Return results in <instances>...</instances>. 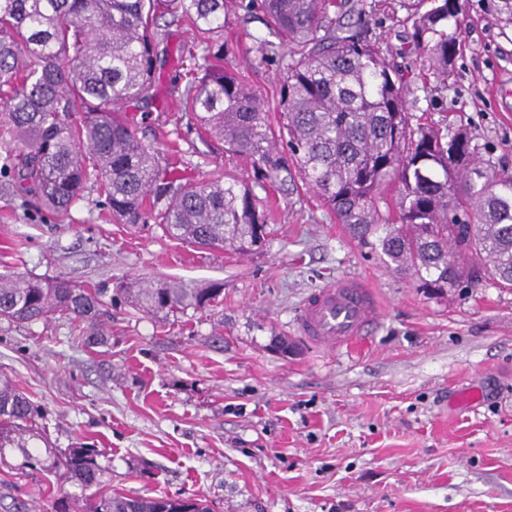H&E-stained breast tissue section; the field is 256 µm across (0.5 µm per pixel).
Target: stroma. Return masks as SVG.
Instances as JSON below:
<instances>
[{
    "label": "stroma",
    "instance_id": "obj_1",
    "mask_svg": "<svg viewBox=\"0 0 512 512\" xmlns=\"http://www.w3.org/2000/svg\"><path fill=\"white\" fill-rule=\"evenodd\" d=\"M402 16L399 0H381L367 30L393 48L415 120L467 129L479 157L512 175V36L468 0L457 76L440 89ZM262 29L228 8L232 60L271 101L279 68L253 64ZM169 33L154 100L121 114L145 143L178 144L186 175L253 183L249 162L204 146L182 117L180 48L191 32ZM257 196L270 233L239 254L117 223L93 191L57 224L0 182V274L110 292L133 279L224 287L223 305L168 319L113 303L106 341L93 349L73 343L64 318L0 321V371L38 406L50 442L37 470L20 449L0 454V512L85 506L94 489L54 468L79 446L97 449L107 489L198 495L214 512H512V288L482 278L427 293L354 241L312 190L270 184ZM339 277L367 282L382 317L359 344L332 352L299 336L294 319L308 293ZM279 336L290 355L272 350Z\"/></svg>",
    "mask_w": 512,
    "mask_h": 512
}]
</instances>
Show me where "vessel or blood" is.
I'll list each match as a JSON object with an SVG mask.
<instances>
[{
	"label": "vessel or blood",
	"mask_w": 512,
	"mask_h": 512,
	"mask_svg": "<svg viewBox=\"0 0 512 512\" xmlns=\"http://www.w3.org/2000/svg\"><path fill=\"white\" fill-rule=\"evenodd\" d=\"M379 317L373 290L361 280L346 278L308 296L296 327L300 336L315 346L334 350L352 345Z\"/></svg>",
	"instance_id": "obj_1"
}]
</instances>
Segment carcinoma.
<instances>
[{"mask_svg":"<svg viewBox=\"0 0 512 512\" xmlns=\"http://www.w3.org/2000/svg\"><path fill=\"white\" fill-rule=\"evenodd\" d=\"M512 31V0H479ZM402 24L428 70L455 78L462 5L406 0ZM366 0H248L265 33L255 38L262 66L282 72L277 125L223 42L226 0H0V107L11 142L0 175L23 197L63 223L89 186L121 224H156L168 236L205 248L250 251L265 238L267 213L249 185L211 174L189 178L170 153L145 144L120 115L128 100L150 96L168 55V28L193 32L180 48L187 81L182 111L201 137L249 161L260 182L312 189L362 245L418 286L461 288L481 275L512 288V175L476 157L464 129L412 124L410 94L379 41L364 36ZM396 189V216L383 214ZM132 308L156 315L204 309L223 288H120ZM113 297L100 288L26 274L0 275V319L32 324L60 316L79 327L78 342L101 345ZM37 408L0 373V449L26 450ZM60 476L101 485L94 448L57 460ZM90 512H211L200 497H129L103 492Z\"/></svg>","mask_w":512,"mask_h":512,"instance_id":"obj_1","label":"carcinoma"}]
</instances>
